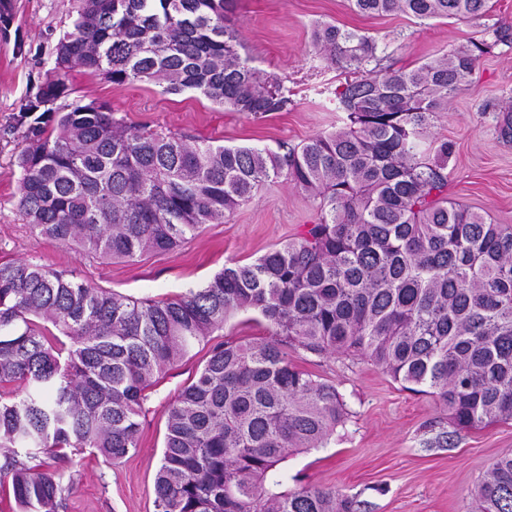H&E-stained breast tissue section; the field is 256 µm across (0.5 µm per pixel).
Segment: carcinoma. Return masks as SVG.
Listing matches in <instances>:
<instances>
[{
    "label": "carcinoma",
    "instance_id": "obj_1",
    "mask_svg": "<svg viewBox=\"0 0 512 512\" xmlns=\"http://www.w3.org/2000/svg\"><path fill=\"white\" fill-rule=\"evenodd\" d=\"M364 15L483 16L488 0H350ZM232 0H78L55 71L123 86L194 90L262 117L291 104L238 52ZM314 43L348 74L332 91L349 124L299 146L228 147L147 127L103 105L57 101L60 78L22 108L37 112L18 157L31 232L89 254L132 260L179 247L203 224L285 178L320 200L318 222L204 286L140 300L63 271L0 264V492L19 512H57L67 450L115 461L139 448L147 391L240 311L269 336L228 338L168 407L156 512H360V502L268 484L278 464L344 423L336 386L292 354L346 353L442 405L457 429L512 420V225L448 198L452 143L432 118L469 85L487 52L473 42L411 70H381L369 32L319 23ZM36 449L52 469L21 459ZM479 512H512V455L477 486Z\"/></svg>",
    "mask_w": 512,
    "mask_h": 512
}]
</instances>
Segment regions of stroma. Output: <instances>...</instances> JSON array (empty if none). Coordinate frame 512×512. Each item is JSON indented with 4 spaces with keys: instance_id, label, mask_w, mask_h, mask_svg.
I'll use <instances>...</instances> for the list:
<instances>
[{
    "instance_id": "stroma-1",
    "label": "stroma",
    "mask_w": 512,
    "mask_h": 512,
    "mask_svg": "<svg viewBox=\"0 0 512 512\" xmlns=\"http://www.w3.org/2000/svg\"><path fill=\"white\" fill-rule=\"evenodd\" d=\"M491 4L488 16L479 20L422 22L401 14L362 15L349 0H233L229 18L239 33L241 54L291 92L287 111L261 119L191 90L166 93L149 81L115 86L76 68L68 71L65 83L71 100L105 104L131 127L146 124L227 146L273 150L346 123L329 93L340 81L339 71L316 56L317 22L368 31L379 57L395 69H412L483 41L489 49L468 90L437 113L429 135L455 146L448 165L449 198L493 223L512 225V135L502 132L505 116H512V0ZM76 6V0H12L10 24L0 31V263L41 264L95 288L139 299L166 298L204 284L229 261L256 260L317 222L318 198L280 178L265 183L223 223L201 225L180 247L132 261L86 255L31 233L19 206L17 158L27 146L28 128L21 109L52 77L55 45L71 30ZM497 27L508 33V41L496 40ZM208 349V344L196 345L149 390L134 455L116 463L72 455L62 512H155V474L168 406L201 368ZM295 361L335 384L348 418L323 447L278 465L285 488H329L361 501L362 512H473L475 490L488 466L512 454V420L458 430L434 397L403 389L369 360L338 353L327 358L300 354Z\"/></svg>"
}]
</instances>
